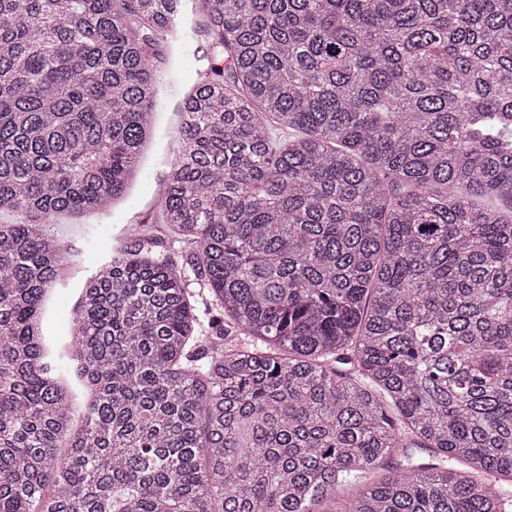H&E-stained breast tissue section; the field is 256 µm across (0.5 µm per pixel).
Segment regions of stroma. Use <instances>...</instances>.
Wrapping results in <instances>:
<instances>
[{"label": "stroma", "instance_id": "stroma-1", "mask_svg": "<svg viewBox=\"0 0 512 512\" xmlns=\"http://www.w3.org/2000/svg\"><path fill=\"white\" fill-rule=\"evenodd\" d=\"M181 42H174L165 66L168 79L163 85L156 113V136L147 148L138 181L129 196L113 205L105 215L78 223L65 221L52 225L51 231L63 239L72 253L81 257L72 265L54 290L47 306V334L55 346H63L68 334L72 310L80 289L97 264L106 261L130 238L134 225L151 220L153 204L167 172V164L178 147V110L191 85L185 72L188 62Z\"/></svg>", "mask_w": 512, "mask_h": 512}]
</instances>
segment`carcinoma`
I'll list each match as a JSON object with an SVG mask.
<instances>
[{
    "label": "carcinoma",
    "instance_id": "cac0c4a2",
    "mask_svg": "<svg viewBox=\"0 0 512 512\" xmlns=\"http://www.w3.org/2000/svg\"><path fill=\"white\" fill-rule=\"evenodd\" d=\"M180 2L0 0V512H512V0H198L154 220L209 299L138 224L51 346ZM152 252L159 259L168 260L177 267H184L187 263V254L182 244L175 238L168 237L165 233H156L152 244Z\"/></svg>",
    "mask_w": 512,
    "mask_h": 512
}]
</instances>
